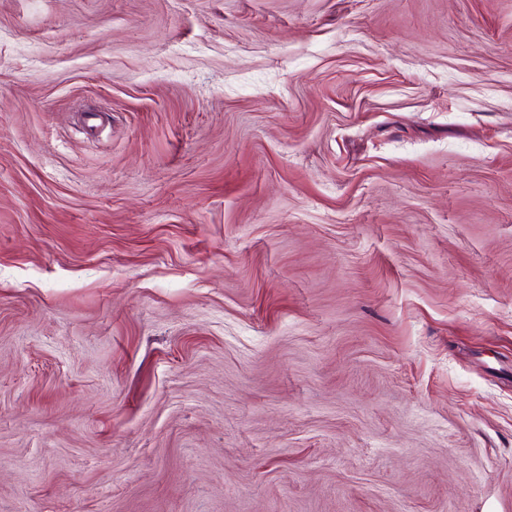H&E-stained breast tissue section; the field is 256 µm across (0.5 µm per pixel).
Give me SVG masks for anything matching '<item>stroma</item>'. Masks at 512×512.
<instances>
[{
	"label": "stroma",
	"instance_id": "stroma-1",
	"mask_svg": "<svg viewBox=\"0 0 512 512\" xmlns=\"http://www.w3.org/2000/svg\"><path fill=\"white\" fill-rule=\"evenodd\" d=\"M0 512H512V0H0Z\"/></svg>",
	"mask_w": 512,
	"mask_h": 512
}]
</instances>
